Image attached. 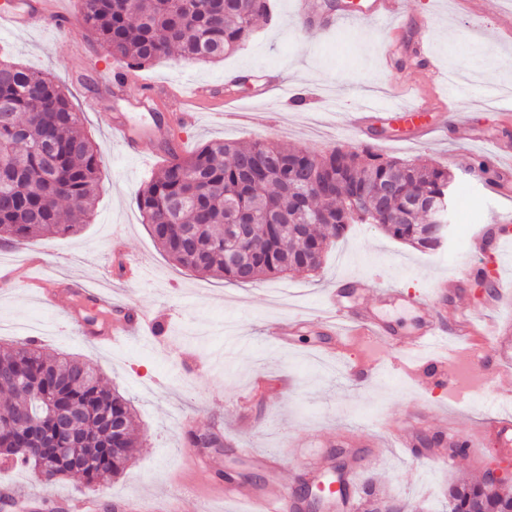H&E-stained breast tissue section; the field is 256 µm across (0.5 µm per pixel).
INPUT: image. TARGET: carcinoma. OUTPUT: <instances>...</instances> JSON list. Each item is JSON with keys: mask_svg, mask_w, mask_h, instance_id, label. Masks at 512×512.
<instances>
[{"mask_svg": "<svg viewBox=\"0 0 512 512\" xmlns=\"http://www.w3.org/2000/svg\"><path fill=\"white\" fill-rule=\"evenodd\" d=\"M79 29L117 63L144 67L177 54L211 63L237 51L269 15V0H80ZM65 88L51 75L0 59V240L74 234L88 223L100 190L101 159ZM453 175L421 159L387 158L366 145L322 152L273 141H210L162 166L137 191L157 245L195 273L247 284L291 271L316 272L328 246L352 224L436 251L432 202L448 198ZM258 218L247 239L234 219ZM0 422L36 418L45 448L70 414L68 460L47 481L69 474L85 485L119 475L132 459L128 400L88 364L47 353L33 340L0 346ZM0 462L31 469V453L0 444ZM451 512H512V493L486 481L448 486Z\"/></svg>", "mask_w": 512, "mask_h": 512, "instance_id": "carcinoma-1", "label": "carcinoma"}]
</instances>
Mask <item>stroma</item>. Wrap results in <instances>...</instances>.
I'll use <instances>...</instances> for the list:
<instances>
[{
    "label": "stroma",
    "instance_id": "obj_1",
    "mask_svg": "<svg viewBox=\"0 0 512 512\" xmlns=\"http://www.w3.org/2000/svg\"><path fill=\"white\" fill-rule=\"evenodd\" d=\"M508 11L512 12V0H404L401 38L389 59L384 55L389 39L384 27L364 21L328 32L300 23L294 0H271L270 17L260 20L251 39L224 60L188 64L174 57L160 59L139 69V81L130 82L122 96L111 84L113 62L94 37L77 31L63 38L50 24L21 31L0 29V48L15 61L61 81L102 158L101 188L90 223L75 234L15 248L0 245V269L28 267L30 254L39 253L42 263L30 267L32 274L86 276L119 288L121 300L156 316L167 336L161 350L149 348L144 339L103 350L63 327L65 312L85 314L81 298L63 293L49 307L20 285L0 284V344L27 340L29 324H41V344L47 352L80 358L131 401L140 441L124 471L94 488H87L77 476L45 483L33 472L0 468V496L12 495L19 487L33 495L36 512H55L59 507L77 512L78 498L91 494L98 499V512H115L118 499L163 496L170 492L173 479L192 478L195 463L186 443L191 433L223 435V443L204 448L203 458L220 460L222 483L257 491L274 481L299 486L312 459L339 448L350 455L359 484H373L395 498L404 512H442L449 484L481 479L499 457L494 440L477 443L470 456L442 468L426 457L412 460L397 449L371 446L367 433L419 415L422 435L439 441L450 434H468L488 410L499 409L500 393L512 391V292L491 315L499 325V343L509 350L506 364L491 373L472 361L464 369L471 387L453 392L432 378L417 381L394 368L396 352L386 344H368L352 336L339 351L334 336L308 326L296 330L291 344L278 347L263 337L262 330L268 323L321 309L328 289L340 279L365 277L371 291L385 280L418 296L430 291L438 278L454 276L461 285L453 303L471 312L480 311L496 279L512 283V265L500 273L495 270L492 241L469 266L455 265L457 255L466 252L475 225H488L496 215L512 213V196L488 195L466 174L467 167L482 160L486 142L512 145V123L502 120L503 113L512 112V98L503 95L504 88H512V42L494 35ZM421 37L443 74L453 75L466 89V96L459 99L460 117L480 134L479 142L414 143L408 139L407 124L399 120L383 126L378 140L342 127L327 129L326 139L309 138L305 122L323 117L324 101L348 112L355 99L374 96L386 102L405 78L422 77L415 52ZM229 72L245 79L237 87L239 108L258 113L253 125L224 120L220 102L200 105L193 124L166 128L162 136L145 143L141 156L128 158L97 120L102 111L123 112L132 122H143L137 105L144 94L143 81L179 102L195 84L223 87ZM271 72L291 84L306 81L302 111L258 98ZM216 138L275 139L311 150H354L367 144L385 156L423 158L448 168L457 176L449 240L440 250L423 252L380 233L374 225L353 224L328 249L316 273L234 285L190 272L158 248L137 207L136 192L157 172L153 154L165 144L181 145L187 156ZM117 239L128 256L144 259L141 280L128 282L118 276L112 250ZM357 362L375 368L373 379L343 381L347 365ZM268 453L279 456V469L268 470L259 462V455Z\"/></svg>",
    "mask_w": 512,
    "mask_h": 512
}]
</instances>
